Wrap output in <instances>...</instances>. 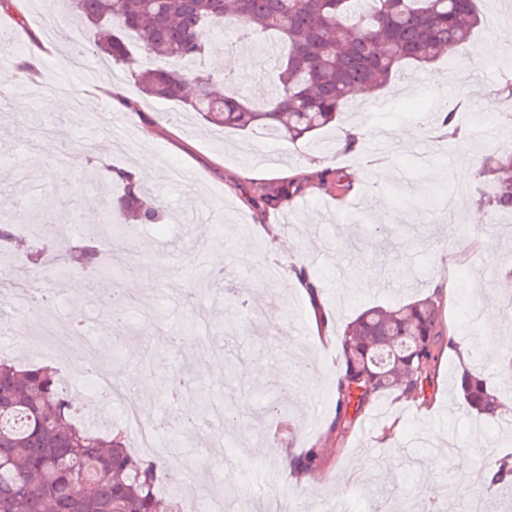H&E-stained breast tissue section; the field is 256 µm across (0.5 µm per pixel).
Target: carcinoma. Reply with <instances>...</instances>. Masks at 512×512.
<instances>
[{
  "mask_svg": "<svg viewBox=\"0 0 512 512\" xmlns=\"http://www.w3.org/2000/svg\"><path fill=\"white\" fill-rule=\"evenodd\" d=\"M72 16L94 28L89 52L110 66L130 69L141 92L184 103L209 124L253 131L291 143L311 138L341 120L355 91H381L401 67H428L468 43L480 23L476 0H65ZM230 30L238 46L272 31L287 46L268 60L270 90L261 103L229 77L216 82L197 68L158 67L135 71L133 50L180 62H203L206 30ZM505 82L496 105L512 108V63L504 62ZM194 84L189 98L185 88ZM458 106L439 113L448 138L459 135ZM480 181L494 184L485 205L512 211V154L486 159ZM110 181L122 185L119 216L84 235L77 251L84 265L98 268L100 242L131 218L158 224L162 206L144 209L138 183L118 169ZM32 234L47 245L30 256L42 265L49 254L69 252L64 225L32 223ZM13 225L0 224V288L27 278L13 261ZM462 339L446 333L439 306L424 298L395 307H370L341 336L337 379V425L350 427L374 400L398 392L425 393L440 354ZM462 408L496 422L508 411L512 392L492 388L485 373L468 367L458 377ZM320 464L316 449L293 461L307 474ZM494 482L512 485V460L492 462ZM170 478L161 464L135 455L123 431L93 429L76 420L61 373L48 365L0 361V512H158V488Z\"/></svg>",
  "mask_w": 512,
  "mask_h": 512,
  "instance_id": "carcinoma-1",
  "label": "carcinoma"
}]
</instances>
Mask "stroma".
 Wrapping results in <instances>:
<instances>
[{
  "label": "stroma",
  "mask_w": 512,
  "mask_h": 512,
  "mask_svg": "<svg viewBox=\"0 0 512 512\" xmlns=\"http://www.w3.org/2000/svg\"><path fill=\"white\" fill-rule=\"evenodd\" d=\"M477 7L481 25L452 60L406 65L383 91L349 103L345 125L365 133L354 154L337 152V127L305 148L210 125L184 105L145 98L127 75L113 77L85 51L89 27L63 13L49 22L43 0L0 11V28L17 39L14 54L38 65L32 77L0 67V224L18 231L17 263L27 264L37 247L24 228L45 218V204L78 213L67 230L75 244L105 219L112 188L88 173L84 151L131 171L144 157L156 163L152 180L141 184L142 201L164 204V218L131 225L112 253L113 266L136 269L127 282L150 334L104 327L109 314L95 300L63 291L79 278L101 293L111 286L78 257H64L61 271L31 289L51 296L46 322L84 321L96 340L86 358L109 369L122 396L139 393L140 413L162 441L156 455L176 460L168 468L176 482L162 498L177 495L197 512L216 499L223 512H262L269 501L285 512H364V491L382 487L381 512H468L477 492L484 512H512V500L481 492L488 458L512 457V430L465 415L456 388L470 364L499 383L494 360L512 351V319L492 325L485 316L486 308L502 313L512 302V279L498 273L512 260V215L479 204L491 184L457 177L459 168L473 174L481 159L512 150V114H500L495 138L483 145L469 139L454 153L436 142V117L458 97L466 99L459 115L466 129L495 111L503 76L486 49L512 22V0H478ZM47 112L59 119L56 149L34 170L29 157L40 144L31 128ZM336 168L362 171L361 182L347 193L326 186L325 172ZM431 168L438 181H428ZM284 181L294 183L293 198L263 204ZM473 234L481 256L439 299L464 345L443 353L431 398L392 395L349 430L337 428L345 326L365 308L429 297L445 279L447 245ZM311 252L322 261L308 267ZM271 265L279 270L273 279ZM298 267L317 284V297L296 288ZM44 324L12 314L0 323V353L36 362L17 346L38 340ZM182 373L190 380L186 398L204 409L191 431L161 395ZM272 440L285 457L264 451ZM305 448L318 450L320 465L307 475L289 472ZM462 455L472 468L466 485L455 477Z\"/></svg>",
  "instance_id": "stroma-1"
}]
</instances>
